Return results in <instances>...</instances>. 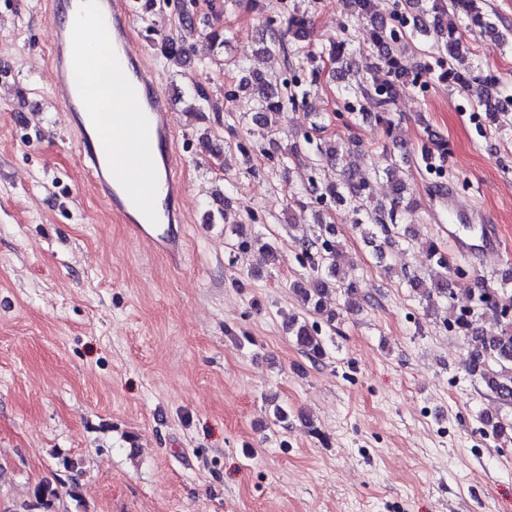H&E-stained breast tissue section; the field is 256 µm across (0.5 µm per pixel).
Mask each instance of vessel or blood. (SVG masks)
<instances>
[{
    "mask_svg": "<svg viewBox=\"0 0 512 512\" xmlns=\"http://www.w3.org/2000/svg\"><path fill=\"white\" fill-rule=\"evenodd\" d=\"M133 12L129 0H52V68L55 91L75 125L80 162L98 193L126 222L150 226V243L162 244L161 227L181 223L177 209L181 160L176 153L170 112L154 69L129 44ZM95 30L102 52L79 51L77 35ZM112 62L117 93L111 104L90 107L82 73L95 69L100 54ZM438 193L448 205L451 238L458 251L471 249L458 225L477 220L459 205L452 187Z\"/></svg>",
    "mask_w": 512,
    "mask_h": 512,
    "instance_id": "vessel-or-blood-1",
    "label": "vessel or blood"
}]
</instances>
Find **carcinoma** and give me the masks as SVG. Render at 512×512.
Here are the masks:
<instances>
[{
	"label": "carcinoma",
	"mask_w": 512,
	"mask_h": 512,
	"mask_svg": "<svg viewBox=\"0 0 512 512\" xmlns=\"http://www.w3.org/2000/svg\"><path fill=\"white\" fill-rule=\"evenodd\" d=\"M481 0H403L393 6L383 0H343L358 29L367 31L369 39L378 48V61L370 76L358 87L340 89V99L344 109L356 115H366V104L374 105L375 120L383 127L386 138L398 147L395 136L396 126L390 118L389 106L407 89L416 86L422 74H435L448 80L464 92L476 109L485 113L488 125L496 124L499 114L512 108V98H496L492 90L494 80L479 74L464 75L454 67L463 47V33L457 28H448L445 17L448 12L461 17L465 28L477 27L495 34L502 40L507 36L500 33L491 17L480 6ZM416 16L421 22L416 33L432 41L431 61L419 65L415 72L404 68L393 54V44L400 39L399 32L408 26V17ZM180 28L185 35L177 39H167L161 43V54L175 62L192 45L188 35L197 30V16L187 14L178 17ZM311 16L300 10L298 4H285L280 25L269 28V43L260 48L262 54L278 55L279 70L240 69L242 77L234 83L233 89L225 94L231 102L244 101L254 107L252 121L258 127V135L263 139H273L279 134L278 118L288 107L305 106L311 96L313 86L319 83L324 73V59L334 64L336 73L343 76L349 73L353 58L348 45L351 38L329 40L328 44L315 49L306 43ZM356 144L351 141L322 140L315 148L306 152L299 144L290 149V156L298 159L299 165L315 170L330 166L336 170V179L321 180L308 176L304 182L302 195H291L290 201L305 208L303 197L323 198L335 206H349L357 215V223L352 228L370 244L376 245V256L384 260L385 245L395 243V239L414 240L417 232L409 226L397 223L401 214L413 211L420 206V199L413 188L396 176L399 166L407 163L408 154L402 152L391 160V164L372 173L360 171L353 166L352 157ZM421 161L425 169L437 178L444 172V152L433 148L422 151ZM385 174L390 178L392 197L385 205L374 202L371 194L373 179ZM318 231L303 235L298 239L302 255L308 262V276L305 284H293L304 304L316 312H322L323 299L338 293L344 305H359L356 283L349 279L345 266H353L340 248L334 226L325 221L324 214H315ZM232 223L237 235L234 247L239 251H255L264 261L275 258L272 242L261 233L248 234L242 224ZM428 263L429 280L413 274L406 277V285L420 297V304L426 311L444 305L449 312L448 323L459 334L470 339L465 363L467 371L481 379L486 389L500 402L512 404V305L500 303L501 296L508 293L506 283L500 287L483 282L477 286L473 306L455 310L454 293L450 274L458 273L450 263L448 252L435 241L426 239L420 242ZM491 315L500 325L498 332L485 333L475 327L481 316ZM288 331L295 343L306 354L316 360L327 355L325 340L318 324L300 320L294 316L288 320ZM483 423L497 439H512V422L506 418L484 416ZM33 496L44 509L51 510V501L58 499V490L49 482L41 483L34 489Z\"/></svg>",
	"instance_id": "1"
}]
</instances>
